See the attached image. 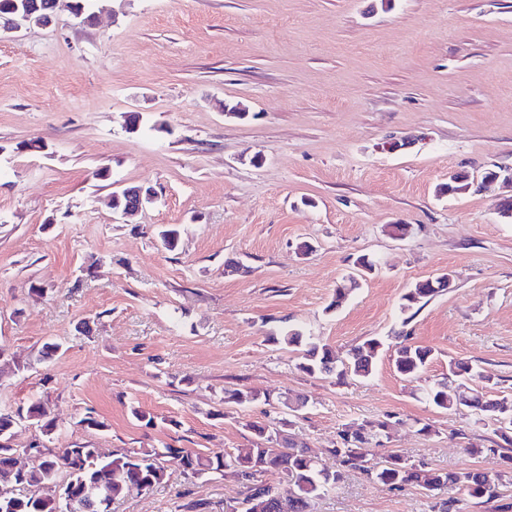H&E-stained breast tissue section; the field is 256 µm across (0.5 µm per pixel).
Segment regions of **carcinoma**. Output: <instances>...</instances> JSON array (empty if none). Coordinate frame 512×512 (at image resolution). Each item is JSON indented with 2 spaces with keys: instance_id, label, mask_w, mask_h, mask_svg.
<instances>
[{
  "instance_id": "cac0c4a2",
  "label": "carcinoma",
  "mask_w": 512,
  "mask_h": 512,
  "mask_svg": "<svg viewBox=\"0 0 512 512\" xmlns=\"http://www.w3.org/2000/svg\"><path fill=\"white\" fill-rule=\"evenodd\" d=\"M443 292L437 280H422L414 284L403 296L401 312L403 323H408L432 297ZM273 340L289 347L303 343L299 330L290 326L280 329ZM393 365L406 379L418 378L433 358L432 348L408 341L397 335ZM384 343L370 338L355 347L342 362L327 345L306 342L299 368L308 374H337L350 372L356 377L367 378L375 368ZM472 369L460 362L449 365L448 374L454 389L448 384L433 386L425 391L426 400L438 410L459 411L464 407L480 409L496 423V435L507 445H512V400L482 399V394L469 386ZM259 398L252 391L226 390L224 402L243 405ZM29 423L37 425L47 443L38 442L43 460L36 468L24 471L15 467L12 455L16 449L0 446V512H112V503L130 494H145L165 478L161 458L176 452L180 454L184 472L190 478L211 472L229 470L242 478L245 497L240 512H307L309 499L338 485L346 472L359 470L369 479L391 489L416 484L428 491H436L451 483L460 486L468 496L493 500L500 495V488L512 484V469L490 471L430 472L412 463L400 454L389 456L384 464L366 465L365 458L372 456L370 444L373 437L394 425L391 418L377 423L351 425L341 430L339 441L330 453L339 460L340 468L330 470L317 458L308 454L307 447L296 446L286 440L276 445L273 434L258 422H248L245 427L254 431L256 439L247 448L226 452L222 456H204L192 450L166 447L143 448L126 453L107 452L103 448H51L48 443L55 437V424L50 416L48 403L36 399L26 409L0 410V430H15ZM67 472L66 483L71 487L69 501L63 503L56 491L60 482L59 471ZM267 474L277 475L289 483L288 492L279 485L264 479Z\"/></svg>"
}]
</instances>
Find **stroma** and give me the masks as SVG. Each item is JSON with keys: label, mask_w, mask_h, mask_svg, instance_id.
<instances>
[{"label": "stroma", "mask_w": 512, "mask_h": 512, "mask_svg": "<svg viewBox=\"0 0 512 512\" xmlns=\"http://www.w3.org/2000/svg\"><path fill=\"white\" fill-rule=\"evenodd\" d=\"M88 12L63 5L51 26L0 31V408L48 399L61 448L212 456L248 447L246 422L284 418L333 469L340 430L391 414L375 461L454 472L512 457L479 411L423 396L462 359L474 387L512 399V219L499 186L441 191L456 172L512 171V0H90ZM123 183L155 191L127 223L108 205ZM361 255L372 273L357 275ZM444 273L452 288L404 322L403 295ZM286 325L342 359L400 332L435 357L412 381L389 349L366 379L309 375L271 339ZM47 342L60 349L43 361ZM228 389L261 398L228 404ZM90 411L101 429L81 425ZM164 465L161 485L112 512H226L239 497L232 475ZM445 503L512 512V485L487 502L353 471L309 512Z\"/></svg>", "instance_id": "stroma-1"}]
</instances>
